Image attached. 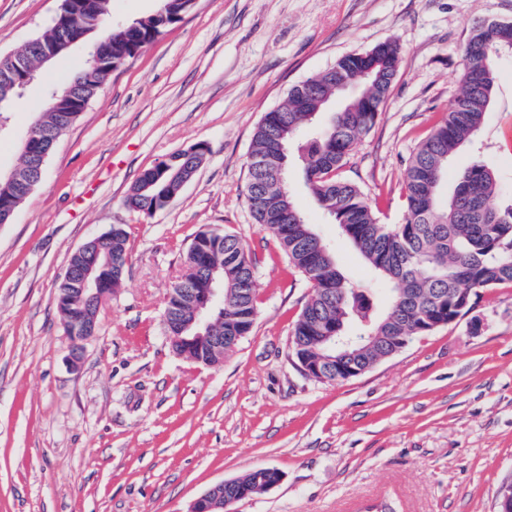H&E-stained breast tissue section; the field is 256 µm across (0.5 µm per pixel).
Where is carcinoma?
Wrapping results in <instances>:
<instances>
[{"instance_id":"1","label":"carcinoma","mask_w":512,"mask_h":512,"mask_svg":"<svg viewBox=\"0 0 512 512\" xmlns=\"http://www.w3.org/2000/svg\"><path fill=\"white\" fill-rule=\"evenodd\" d=\"M192 6L193 0H160L161 14L140 18L138 28L108 30L112 64H122L152 43ZM110 7L111 0H74L72 5H64V15L31 40L30 54L34 56L82 28L102 27ZM507 52L512 54V23L485 19L474 27L464 53V86L446 120L419 144L407 165L406 216L401 224L380 223L360 188L337 176L386 102L400 64L395 44H378L339 59L334 74L311 76L289 91L288 111L277 107L263 115L253 135L247 202L260 230L276 241L288 262L313 288L293 327L294 358L329 356L315 337L323 335L329 325L336 326L338 332L351 326L361 334L383 337L378 347L363 354L365 363H371L422 335L420 327L425 320L438 322L448 317V306L459 290L477 297L482 290L512 282V203L491 204L499 193L495 173L472 164L456 173L452 194L441 196L448 164L479 135L495 101V61ZM77 73L89 75L84 93L93 98L110 77L111 68L96 67L89 59ZM23 78L16 68L0 70L1 113L23 98L19 89ZM346 80L359 85L357 96L347 98L326 126L302 134L313 124V114L325 111L337 97V84ZM41 116V140L49 143L59 138L79 113L44 111ZM282 147L301 162L310 194L370 268L376 283L348 279L337 264L335 250L307 222L294 200L283 201L277 187L263 182L258 166L280 164ZM166 168L163 161L145 170L130 189L125 200L136 212L151 214L161 206L171 190ZM34 188L33 170L25 164L13 181H0V208L21 205ZM104 237L112 252V271L106 274L105 287L115 289L123 279L129 233L123 225L114 224ZM89 261L85 252L72 254L56 296H61L64 288L79 287L74 275ZM257 269L256 259L237 235L201 229L187 249L184 273L170 289L163 313L174 311L188 300V292L212 275L224 283L223 335L247 336L255 324ZM274 476L254 469L230 481L224 496L242 500L257 495Z\"/></svg>"}]
</instances>
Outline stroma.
Returning <instances> with one entry per match:
<instances>
[{"label": "stroma", "instance_id": "35a3bbf8", "mask_svg": "<svg viewBox=\"0 0 512 512\" xmlns=\"http://www.w3.org/2000/svg\"><path fill=\"white\" fill-rule=\"evenodd\" d=\"M59 0H0V56L53 24ZM512 22V0H195L113 71L57 140L41 183L0 224V512H188L213 485L259 467L282 481L235 512H496L512 478V283L415 337L360 376L320 382L295 366L292 326L309 281L260 230L246 200L254 130L289 89L342 56L395 42L399 74L341 177L405 219L403 175L459 93L478 19ZM91 42L49 64L0 126V171L50 84ZM475 144L499 203L512 201V56ZM208 152L164 209L123 200L140 174L191 145ZM288 188L352 280L371 273L288 167ZM128 225L125 274L79 366L55 302L72 253ZM238 235L259 260L250 335L212 367L177 356L163 301L195 233Z\"/></svg>", "mask_w": 512, "mask_h": 512}]
</instances>
